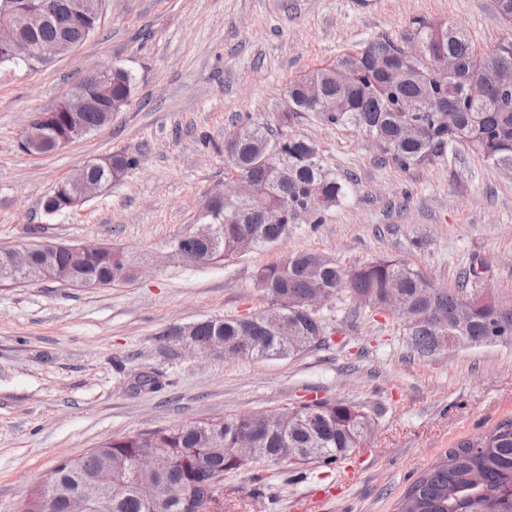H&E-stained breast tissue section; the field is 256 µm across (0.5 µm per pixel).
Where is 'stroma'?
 Masks as SVG:
<instances>
[{
  "label": "stroma",
  "mask_w": 512,
  "mask_h": 512,
  "mask_svg": "<svg viewBox=\"0 0 512 512\" xmlns=\"http://www.w3.org/2000/svg\"><path fill=\"white\" fill-rule=\"evenodd\" d=\"M417 19L463 28L484 53L512 39L495 0H106L97 32L67 55L0 65V248L106 244L145 267L121 287L0 284V512H17L60 458L106 437L315 399L370 416V437L350 455L355 479L345 481L340 463L269 462L259 482L248 471L225 474L224 512H395L448 448L512 417V344L424 358L396 315L346 294L320 311L329 346L286 359L227 360L161 339L172 326L265 311L254 276L294 252L326 253L346 267L399 259L449 288L474 266L480 276L468 292L512 298V177L465 151L404 171L357 130L308 114L296 132L351 181L325 224L296 225L280 244L228 262L167 257L228 178L232 121L276 126L291 81ZM96 65L131 73L129 106L55 152L21 149L35 113L54 110ZM116 152L139 160L120 183L77 209L43 212L59 182ZM143 370L161 372L164 388L131 390Z\"/></svg>",
  "instance_id": "stroma-1"
}]
</instances>
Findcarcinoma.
<instances>
[{"label":"carcinoma","instance_id":"obj_1","mask_svg":"<svg viewBox=\"0 0 512 512\" xmlns=\"http://www.w3.org/2000/svg\"><path fill=\"white\" fill-rule=\"evenodd\" d=\"M62 25L50 20L36 34L51 43ZM455 63L450 76L431 70L440 56ZM512 67V41L492 54H480L463 30L453 24L413 22L412 30L399 38L379 35L358 51L343 53L332 64L315 69L289 83L288 110L281 113L276 129L241 122L224 132V159L237 177L265 179L271 192L255 201H209V214L198 230L172 241L170 249L179 263L202 266L227 261L241 254L243 242L257 239L263 246L288 237L296 224H323L347 194V181L324 164L316 142L294 132L301 114L311 112L336 128H355L375 141L387 159L402 170L433 162L445 150L463 147L504 174H512V88L496 86V66ZM478 78L489 87L481 102L467 97L468 83ZM131 75L118 68L112 75V107L123 111L131 101ZM413 100L423 112H403L400 102ZM139 160L124 153L112 154L118 179L135 169ZM276 208L279 224H264L259 211ZM31 250L26 280L64 277L71 257L61 251L45 260L40 243ZM132 259L119 249L86 256L83 273L114 285L134 281L127 267ZM254 288L268 300L279 294L283 301V327H269L264 314L226 316L174 327L166 340L191 342L202 353L212 347H238L244 359H282L328 342L319 312L306 308L304 300L313 288L335 293H364L377 301L399 290L417 308L416 321L403 326L411 350L430 357L448 335L464 288L435 287L421 271L396 259H378L354 267L318 253L302 252L267 265L258 272ZM470 323L464 332L472 345L512 341V321L494 317L489 295L476 293ZM254 337L251 345L241 343ZM372 422L362 409L335 401H313L271 414L269 426L258 428L257 447L264 460L279 461L285 444L309 448L297 460H315L331 467L359 448L371 432ZM241 424L238 416L155 428L119 437H108L97 452L72 467L56 465L49 473L60 493L56 512L72 492L98 488L102 498L93 512H196L203 500L217 504L218 485L224 473L248 470L234 455ZM153 448L161 458L159 479L171 484L174 496L162 508L142 501L133 486L134 463L140 449ZM478 470L483 483L478 492L468 489V476ZM512 512V418L499 422L487 434L448 449L405 491L398 512H480L484 508Z\"/></svg>","mask_w":512,"mask_h":512}]
</instances>
